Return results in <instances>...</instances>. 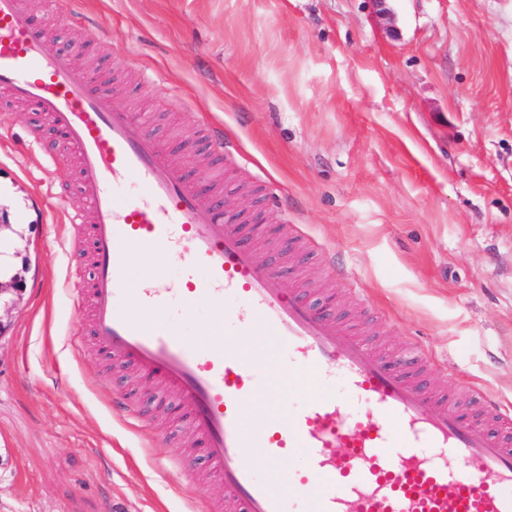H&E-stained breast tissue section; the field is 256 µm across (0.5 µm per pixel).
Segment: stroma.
I'll list each match as a JSON object with an SVG mask.
<instances>
[{"instance_id":"35a3bbf8","label":"stroma","mask_w":512,"mask_h":512,"mask_svg":"<svg viewBox=\"0 0 512 512\" xmlns=\"http://www.w3.org/2000/svg\"><path fill=\"white\" fill-rule=\"evenodd\" d=\"M71 0L56 43L85 44L116 108L147 116L195 176L224 128L232 155L201 199L259 225L246 241L338 323L428 388L512 406V0ZM44 116H0V214L23 273L0 333V512H203L224 485L189 453L157 380L77 343L71 245L85 201L48 160ZM283 224L309 243L286 251ZM332 258L351 280L339 283ZM140 407L127 423L120 403Z\"/></svg>"}]
</instances>
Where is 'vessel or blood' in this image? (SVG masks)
<instances>
[{"instance_id": "b4317fda", "label": "vessel or blood", "mask_w": 512, "mask_h": 512, "mask_svg": "<svg viewBox=\"0 0 512 512\" xmlns=\"http://www.w3.org/2000/svg\"><path fill=\"white\" fill-rule=\"evenodd\" d=\"M35 26L21 0H0V91L33 106L63 134L87 215L73 226L91 277L87 326L108 360L136 365L171 388L190 429L240 512H512V410L484 393L478 417L428 389L422 352L388 361L308 303L303 289L243 243L246 228L201 207L198 189L159 147L151 127L114 110ZM184 258L177 276L140 288L126 268L139 256L157 270L163 253ZM210 311L199 317L198 303ZM228 336H270L292 372L316 388L289 412L248 418L269 382L265 357L226 346ZM340 378L360 408L328 386ZM299 450L287 490L259 476Z\"/></svg>"}]
</instances>
